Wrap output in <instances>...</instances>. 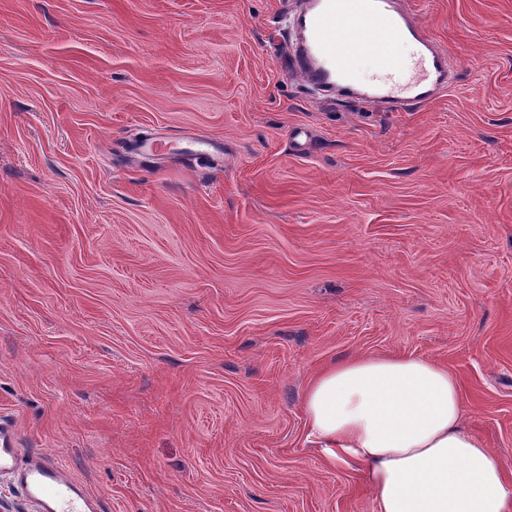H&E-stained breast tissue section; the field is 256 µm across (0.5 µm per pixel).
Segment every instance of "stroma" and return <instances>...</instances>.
Returning <instances> with one entry per match:
<instances>
[{"label": "stroma", "instance_id": "1", "mask_svg": "<svg viewBox=\"0 0 512 512\" xmlns=\"http://www.w3.org/2000/svg\"><path fill=\"white\" fill-rule=\"evenodd\" d=\"M300 0H0V418L100 512H371L314 374L411 354L512 468V0H406L452 87L296 74Z\"/></svg>", "mask_w": 512, "mask_h": 512}]
</instances>
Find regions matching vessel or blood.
<instances>
[{
    "label": "vessel or blood",
    "instance_id": "vessel-or-blood-1",
    "mask_svg": "<svg viewBox=\"0 0 512 512\" xmlns=\"http://www.w3.org/2000/svg\"><path fill=\"white\" fill-rule=\"evenodd\" d=\"M299 78L321 92H348L386 112L426 106L451 84L448 53L402 0H302L293 22ZM414 47L412 63L393 57L398 42ZM369 52L383 71L360 83L359 52ZM0 476L14 478L37 512H98L97 502L43 454L19 462L15 434L0 421Z\"/></svg>",
    "mask_w": 512,
    "mask_h": 512
}]
</instances>
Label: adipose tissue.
<instances>
[{
    "instance_id": "adipose-tissue-1",
    "label": "adipose tissue",
    "mask_w": 512,
    "mask_h": 512,
    "mask_svg": "<svg viewBox=\"0 0 512 512\" xmlns=\"http://www.w3.org/2000/svg\"><path fill=\"white\" fill-rule=\"evenodd\" d=\"M303 404L309 440L363 468L373 512H512V469L468 429L446 366L348 357L311 380Z\"/></svg>"
}]
</instances>
